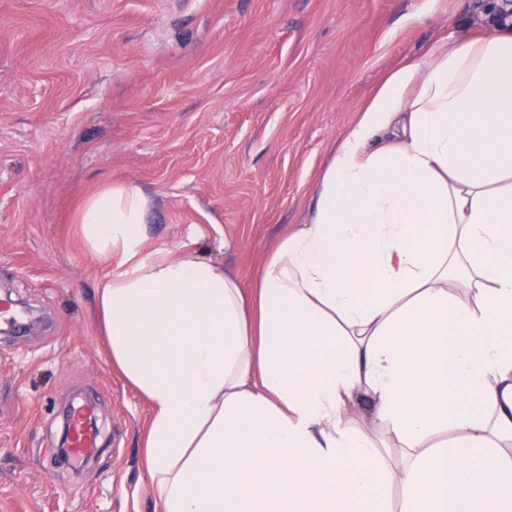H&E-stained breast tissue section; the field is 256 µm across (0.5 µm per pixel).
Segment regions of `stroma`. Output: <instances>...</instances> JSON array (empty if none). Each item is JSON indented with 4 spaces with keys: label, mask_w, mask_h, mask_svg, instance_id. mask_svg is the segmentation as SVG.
<instances>
[{
    "label": "stroma",
    "mask_w": 512,
    "mask_h": 512,
    "mask_svg": "<svg viewBox=\"0 0 512 512\" xmlns=\"http://www.w3.org/2000/svg\"><path fill=\"white\" fill-rule=\"evenodd\" d=\"M482 0H0V512H157L148 403L112 370L105 265L75 216L117 183L147 197L144 252L255 286L314 210L316 176L370 95L433 43L486 35ZM94 402V459L58 463Z\"/></svg>",
    "instance_id": "35a3bbf8"
}]
</instances>
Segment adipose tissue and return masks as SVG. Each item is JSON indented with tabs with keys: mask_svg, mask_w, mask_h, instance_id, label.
<instances>
[{
	"mask_svg": "<svg viewBox=\"0 0 512 512\" xmlns=\"http://www.w3.org/2000/svg\"><path fill=\"white\" fill-rule=\"evenodd\" d=\"M480 19L366 101L253 292L144 256L140 188L83 203L161 512H512V20Z\"/></svg>",
	"mask_w": 512,
	"mask_h": 512,
	"instance_id": "obj_1",
	"label": "adipose tissue"
}]
</instances>
